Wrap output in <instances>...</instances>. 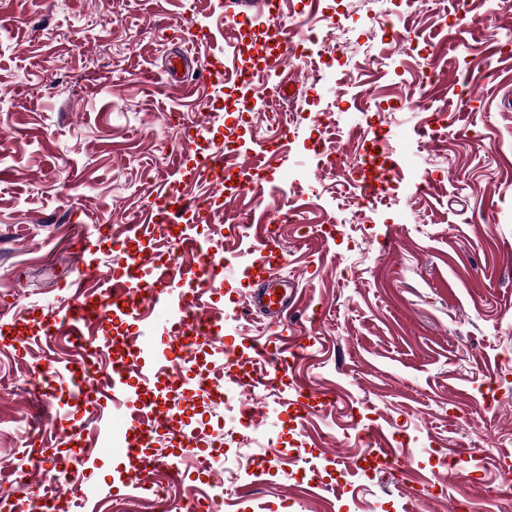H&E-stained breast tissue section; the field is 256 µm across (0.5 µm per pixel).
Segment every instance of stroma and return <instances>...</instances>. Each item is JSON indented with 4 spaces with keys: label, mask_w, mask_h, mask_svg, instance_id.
<instances>
[{
    "label": "stroma",
    "mask_w": 512,
    "mask_h": 512,
    "mask_svg": "<svg viewBox=\"0 0 512 512\" xmlns=\"http://www.w3.org/2000/svg\"><path fill=\"white\" fill-rule=\"evenodd\" d=\"M224 2L0 0V336L26 338L21 351L0 345V498L37 493L41 471L22 483L14 465L35 447L48 460L60 453L56 426L69 417L90 442L100 423L112 426L81 512H186L203 500L212 512H512V498L487 494L512 469V109L501 93L512 83V0H467L462 12L456 0L411 9L405 0L354 9L348 0H274L272 15L237 39ZM338 12L341 26L328 24ZM303 21L348 45L321 85L307 73L327 58L324 46L289 57L287 79L238 83L242 40L269 55L277 43L266 29L287 33ZM190 30L209 40L171 79L166 59ZM408 30L415 40L399 50ZM213 56L231 75L219 90L198 75ZM472 82L478 92L463 95ZM410 93L420 107H403ZM270 96L280 112L308 101L287 139L267 110H242ZM324 112L335 128L320 127ZM189 124L203 148L231 139L253 157L271 142L282 149L253 189L224 193L211 222L190 226L205 251L238 262L221 287L197 296L218 336L199 338L156 378L185 403L189 429L162 431L154 443L184 470L163 496L146 497L122 477L125 408L106 398L72 408L45 400V379L68 382L72 345L44 336L33 311L58 302L91 259L61 246L55 225L108 235L114 251L93 258L108 279L132 219H146L177 166ZM472 127L480 140L465 137ZM318 141L340 146L357 167L317 170ZM366 178L377 186L374 206L359 214ZM288 209L296 221L279 230L287 261L277 272L297 282L320 320L302 321L306 357L288 383L262 385L267 366H252L261 413L245 428L237 397L189 395L175 382L219 377L218 351L269 336L240 268L253 255L256 220ZM304 385L330 401L300 418ZM373 429L401 449L410 477L379 465L338 481L342 462L373 460ZM191 435L202 447L223 443L207 472L181 456ZM436 448L474 452V479L439 467ZM271 451L270 472L254 476L252 458Z\"/></svg>",
    "instance_id": "obj_1"
}]
</instances>
